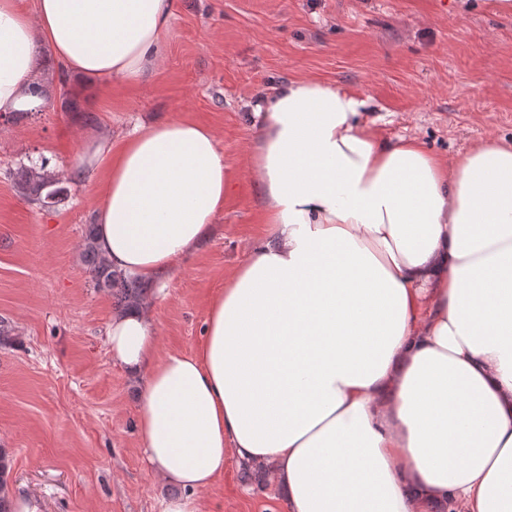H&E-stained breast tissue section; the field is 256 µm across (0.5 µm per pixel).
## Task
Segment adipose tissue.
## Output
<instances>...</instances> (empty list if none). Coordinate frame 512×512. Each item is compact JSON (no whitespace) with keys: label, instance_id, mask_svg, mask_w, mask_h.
I'll return each instance as SVG.
<instances>
[{"label":"adipose tissue","instance_id":"1","mask_svg":"<svg viewBox=\"0 0 512 512\" xmlns=\"http://www.w3.org/2000/svg\"><path fill=\"white\" fill-rule=\"evenodd\" d=\"M174 0H0V112L43 105L44 45L68 77L141 83ZM367 100L291 79L260 99L248 167L266 225L211 302L194 353H160L151 303L117 313L113 360L162 512H205L224 459L262 463L288 512H512V143L455 158L381 136ZM96 244L164 282L213 234L232 189L215 131L143 128L113 151Z\"/></svg>","mask_w":512,"mask_h":512}]
</instances>
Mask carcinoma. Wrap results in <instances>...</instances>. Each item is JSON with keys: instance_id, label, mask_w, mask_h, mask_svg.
<instances>
[{"instance_id": "cac0c4a2", "label": "carcinoma", "mask_w": 512, "mask_h": 512, "mask_svg": "<svg viewBox=\"0 0 512 512\" xmlns=\"http://www.w3.org/2000/svg\"><path fill=\"white\" fill-rule=\"evenodd\" d=\"M15 186L22 198L41 206L57 203L59 196L64 194V189L59 187V179L44 163L38 167H19L15 173ZM95 239V227L90 224L83 236L82 254L94 286L111 290L115 305L121 309L139 304L146 298L149 288L112 270L98 250ZM6 469L5 458L0 455V512H14L11 489L4 478Z\"/></svg>"}]
</instances>
